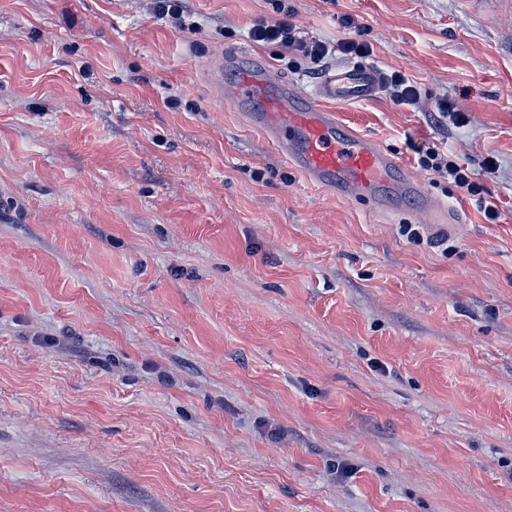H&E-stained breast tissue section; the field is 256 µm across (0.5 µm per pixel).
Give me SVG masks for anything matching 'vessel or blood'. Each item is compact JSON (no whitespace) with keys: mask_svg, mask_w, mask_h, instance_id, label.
<instances>
[{"mask_svg":"<svg viewBox=\"0 0 512 512\" xmlns=\"http://www.w3.org/2000/svg\"><path fill=\"white\" fill-rule=\"evenodd\" d=\"M228 67L239 73L237 82L227 85L231 105L244 112L264 140L283 152L307 180L334 196L367 200L379 212L384 208L381 187L387 179H395L397 193L420 196L422 221L437 227L441 201L425 191L400 158L338 119L336 106L377 95L383 74L376 66L355 64L331 70L309 95L299 93L267 63L245 50L214 60L211 82L225 85Z\"/></svg>","mask_w":512,"mask_h":512,"instance_id":"b4317fda","label":"vessel or blood"}]
</instances>
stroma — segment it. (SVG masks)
Here are the masks:
<instances>
[{
  "instance_id": "obj_1",
  "label": "stroma",
  "mask_w": 512,
  "mask_h": 512,
  "mask_svg": "<svg viewBox=\"0 0 512 512\" xmlns=\"http://www.w3.org/2000/svg\"><path fill=\"white\" fill-rule=\"evenodd\" d=\"M291 22L416 82L340 118L446 205L308 183L208 61ZM0 0V512H512V12L498 0ZM178 99L169 108L168 99ZM451 99L468 126L436 122ZM480 170L502 212L419 170ZM416 225L420 239L404 235ZM384 88L389 96L399 104L415 105L420 98L417 86L400 72H392L386 78ZM413 152L417 155V165L424 171L430 172L437 179L452 180V183L463 189L470 196H478L485 220L489 224L500 222L501 214L495 204L487 203L482 194L486 192L481 177L495 174L500 167L499 161L494 156H487L482 165V174L475 173L468 166L460 165L438 148L425 145H412Z\"/></svg>"
}]
</instances>
